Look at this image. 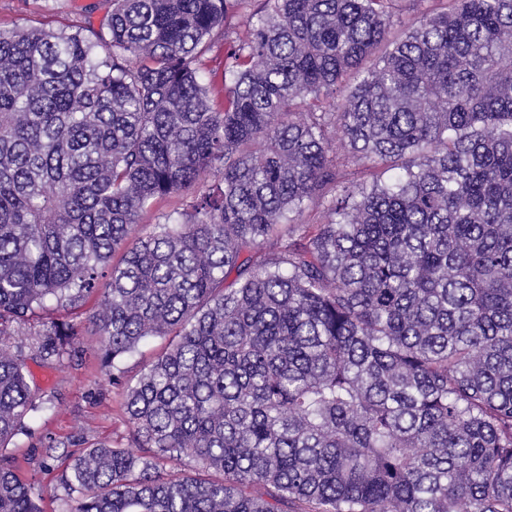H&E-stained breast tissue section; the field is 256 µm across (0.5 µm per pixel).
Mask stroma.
Listing matches in <instances>:
<instances>
[{"instance_id": "obj_1", "label": "stroma", "mask_w": 512, "mask_h": 512, "mask_svg": "<svg viewBox=\"0 0 512 512\" xmlns=\"http://www.w3.org/2000/svg\"><path fill=\"white\" fill-rule=\"evenodd\" d=\"M93 0H0V29L34 25L49 31L71 30L81 19L84 6ZM97 304L89 296L81 307L62 308L55 303L37 310L25 326L37 331L50 322L83 321L75 339L76 354L64 366L53 369L30 363L33 383L52 402L30 421V432L13 439L8 452L16 458L23 480L34 483L46 512H66V492L60 475L69 455L104 440L126 445L130 428L124 413L125 384L135 382L144 363L157 356L164 343L156 339L139 352L123 358L116 369L103 367L99 338L89 319ZM55 445L54 457H46L47 445Z\"/></svg>"}]
</instances>
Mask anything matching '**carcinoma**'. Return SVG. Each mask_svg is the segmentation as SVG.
Segmentation results:
<instances>
[{
	"label": "carcinoma",
	"instance_id": "obj_1",
	"mask_svg": "<svg viewBox=\"0 0 512 512\" xmlns=\"http://www.w3.org/2000/svg\"><path fill=\"white\" fill-rule=\"evenodd\" d=\"M401 2L262 0L236 35L245 0H103L97 27L0 31V512H44L4 452L44 405L18 325L104 277L102 365L168 344L125 386L131 445L65 469L69 512H512V0H430L395 35ZM224 69V47H215L209 55V61L206 72L204 73V81L212 88V98L215 103H220L218 95L221 89V78ZM201 186H195L187 191L184 195L172 196L164 201H160L154 205L150 212L145 213L142 216L141 224L136 228L135 234L143 235L149 233L153 230L154 224L158 222V216H161V213H169L175 210H180L183 206V202L185 200L186 195L191 197L194 193L200 190Z\"/></svg>",
	"mask_w": 512,
	"mask_h": 512
}]
</instances>
